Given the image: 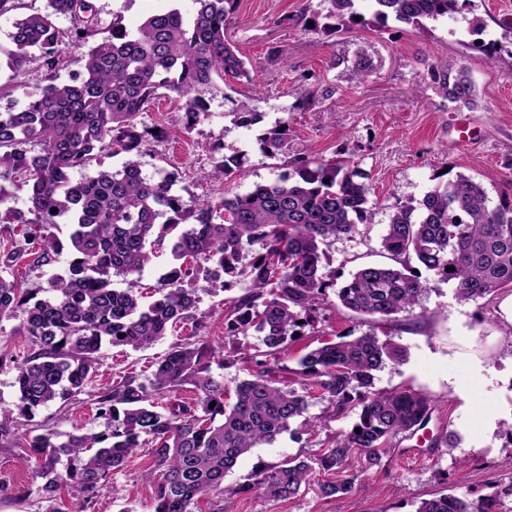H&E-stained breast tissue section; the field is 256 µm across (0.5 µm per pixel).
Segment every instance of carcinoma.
<instances>
[{
	"mask_svg": "<svg viewBox=\"0 0 512 512\" xmlns=\"http://www.w3.org/2000/svg\"><path fill=\"white\" fill-rule=\"evenodd\" d=\"M327 2L325 18L342 26L363 17L358 0ZM365 2L380 23L392 19L416 27L461 14L472 0ZM194 3L190 15L171 7L129 31L116 17L103 28L95 0H48L47 11L26 15L11 35L7 64L19 70L37 52L46 75L21 105L0 112V224L31 225L24 244L3 252L0 263L9 268L30 256L36 266L50 265L66 246L71 260L37 300L0 275V321L23 310L19 329L30 342L20 359L0 339V371L12 374L15 396L13 407L0 406V447L10 445L23 426L18 417L31 421L82 393L94 397L99 417L107 420L103 431L63 434L47 424L28 430L25 465H34L33 478L42 480L39 491L54 504L50 512H63L57 504L66 493L82 500V508L93 507L112 476L144 447L153 458L144 475L152 512H202L203 500L208 512H224V500L256 492L272 500L293 498L310 484L313 467L304 459L286 458L235 485H224V478L252 449L285 432L306 433L314 392L326 401L324 421L357 415L352 429L327 436L317 458L327 476L318 484L322 496L351 495L360 473L380 465L399 435L425 428L435 407L408 389L375 388V372L405 360L406 350L373 332L314 348L299 357L292 371L297 379H276L281 356L325 308L327 289H335L343 307L383 320L419 304L425 288L418 266L454 284L463 301L489 300L512 288V196L502 191L494 200L481 182L462 173L394 205L380 239L393 264L362 267L340 284L325 272L326 251L339 239L367 233L379 201L370 185L357 180L350 158L323 160L294 151L287 122L263 130L257 141L268 157L285 159L288 171L245 193L186 211L172 191L176 176L144 175V147L167 136L162 126L156 133L138 127L155 99H176L189 129L207 115L205 95L219 84L251 83L243 55L226 37L238 0ZM59 15L71 23L65 32L53 22ZM66 41L87 48L83 72L57 84L58 72L68 66ZM374 70L372 54L360 48L345 77L361 81ZM430 81L452 102L467 103L473 93L463 67L433 68ZM334 93L329 86L304 89L298 109ZM224 101L235 125L249 129L260 121L256 95L235 99L226 93ZM33 141L37 152L27 149ZM105 152L124 155L121 168H97L72 179L73 170ZM244 162L245 154L230 147L215 168L231 179L242 174ZM19 192L26 197L25 212L12 205ZM61 224L69 227L66 245L53 232ZM180 224L189 228L170 237ZM164 245L177 264L159 278L155 299L145 305L141 276L153 248ZM199 276L222 290L246 285L243 295L224 302L229 348L217 352L204 339L189 340L171 347L143 380L125 377L87 391L103 346L147 349L193 314L199 296L192 282ZM115 277L127 287H112ZM251 331L262 336L265 350L252 353L240 342ZM217 360L247 366L249 378L236 384L230 405L224 377L211 372ZM187 385L194 398L161 403ZM493 486L492 494L475 501L452 493L424 499L416 512H503L512 480Z\"/></svg>",
	"mask_w": 512,
	"mask_h": 512,
	"instance_id": "1",
	"label": "carcinoma"
}]
</instances>
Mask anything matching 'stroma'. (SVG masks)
Wrapping results in <instances>:
<instances>
[{"mask_svg": "<svg viewBox=\"0 0 512 512\" xmlns=\"http://www.w3.org/2000/svg\"><path fill=\"white\" fill-rule=\"evenodd\" d=\"M168 4L169 0H96L103 26L117 17L130 30ZM328 7L327 0H241L227 37L252 67L262 123L250 129L236 126L218 91L209 98L208 116L188 129L177 102L162 97L139 121L167 127L170 136L149 142L141 162L150 177L176 173L174 192L183 207L191 209L200 200L229 197L278 179L283 160L266 156L256 141L275 122H287L295 151L326 160L341 151L351 154L364 182L373 186L380 208L369 233L338 240L328 251L330 269L345 279L359 267L388 263L380 237L392 205L420 197L459 173L480 181L493 196L512 186V0H474L473 11L420 27L392 20L381 24L369 15L364 23L334 33L322 29ZM23 16L20 10L0 15V88L5 91L1 111L23 101L43 74L36 57L19 71L7 64L11 35ZM475 17L484 24V40L501 43L505 50L496 63L472 49ZM366 44L373 50L374 74L362 83L339 80V73ZM448 64L465 67L473 84L470 104L449 101L432 85L429 68ZM319 83L334 87L332 97L312 110L297 109L298 92ZM461 121L472 129L471 138L464 141L456 128ZM224 145L245 152V176L228 179L215 172L214 149ZM69 260L66 253L43 267L22 260L4 275L40 295L49 277L63 272ZM426 286L412 313L388 320L350 312L338 306L335 296H328L324 318L305 328L283 363L296 368L307 349L346 334L371 331L399 343L408 350L407 360L377 372L375 386L426 395L437 407L427 428L411 437H397L380 466L360 477L353 495L326 498L313 486L293 499L273 502L255 493L228 501V512H415L421 499L440 491L477 499L490 494L489 475L512 477V447L502 435L512 426V339L507 336L512 318L503 307L512 294L501 291L490 303L461 301L452 284L431 277ZM195 287L200 303L193 320L178 324L147 349L104 347L94 387L112 386L132 373L150 375L154 362L170 345L192 336L200 321L205 324V339L223 349L224 299L242 295L245 287L237 284L215 293L202 279ZM355 420L351 414L329 421L313 435L283 434L274 444L243 456L225 482H244L287 456L314 459L322 453L327 434L348 431ZM34 421L51 422L62 432L101 426L96 406L85 394L69 409L50 407ZM446 431L456 435L454 450L433 442ZM24 452L21 438L0 447V512H49L50 502L21 462ZM150 465V456L144 454L115 474L92 512H152L151 492L140 483Z\"/></svg>", "mask_w": 512, "mask_h": 512, "instance_id": "35a3bbf8", "label": "stroma"}]
</instances>
